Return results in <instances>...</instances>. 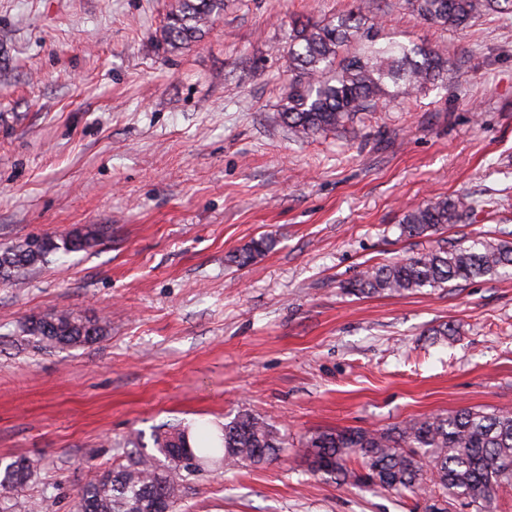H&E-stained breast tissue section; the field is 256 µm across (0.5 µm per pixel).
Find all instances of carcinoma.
<instances>
[{"label": "carcinoma", "mask_w": 512, "mask_h": 512, "mask_svg": "<svg viewBox=\"0 0 512 512\" xmlns=\"http://www.w3.org/2000/svg\"><path fill=\"white\" fill-rule=\"evenodd\" d=\"M427 23L463 30L487 12L512 15V0H406ZM225 0H174L161 31L166 43L188 48L200 41ZM372 0H357L354 9L321 21H296L288 30V84L279 117L296 137L310 138L335 129L359 112H375L401 88L448 82L447 50L424 44L379 42ZM474 213L461 198H444L402 213V234L420 238L464 224ZM99 233L78 234L62 243L50 238L0 249V280L18 281L59 252H77L97 242ZM262 238L235 259L241 265L269 249ZM512 273V243L477 239L467 247L435 250L387 264L374 265L343 284L352 295L413 292L444 288L452 281ZM24 332L48 346L78 347L104 335L97 321L69 310L34 316ZM153 445L164 461L138 456L102 472L78 493L77 512H156L164 501L179 512L182 483L220 460L226 467L259 465L284 446L278 431L249 412L224 422L214 436L202 427L176 426L159 431ZM189 448L195 464L183 463L176 449ZM310 470L350 484L417 493L431 484L439 496L497 512V488L512 481V411L463 408L404 422L385 430L345 428L323 431L307 443ZM36 473L33 462L16 458L0 468V512Z\"/></svg>", "instance_id": "cac0c4a2"}]
</instances>
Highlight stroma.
Wrapping results in <instances>:
<instances>
[{
  "label": "stroma",
  "mask_w": 512,
  "mask_h": 512,
  "mask_svg": "<svg viewBox=\"0 0 512 512\" xmlns=\"http://www.w3.org/2000/svg\"><path fill=\"white\" fill-rule=\"evenodd\" d=\"M172 0H0V247L99 242L0 282V459L38 474L13 512L157 453L155 431L246 411L285 438L265 464L206 467L184 512H428L416 494L310 472L306 443L461 408L512 410V277L346 294L367 266L436 248L405 209L467 197L449 245L512 242V18L458 32L376 0L384 37L440 45L446 87L294 138L279 118L295 19L354 0H228L194 45L160 38ZM273 245L249 265L234 255ZM67 309L106 326L48 349L23 333ZM452 335H444V328Z\"/></svg>",
  "instance_id": "1"
}]
</instances>
